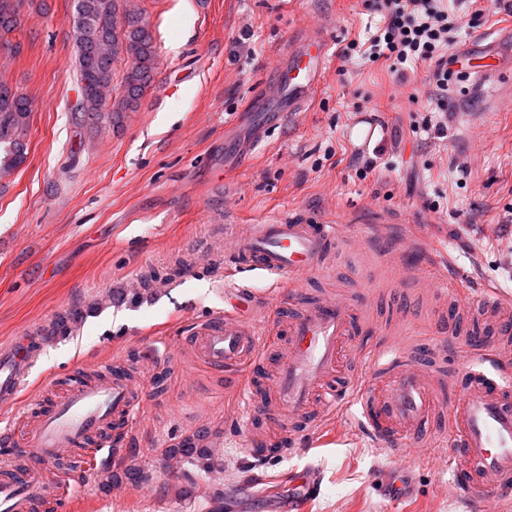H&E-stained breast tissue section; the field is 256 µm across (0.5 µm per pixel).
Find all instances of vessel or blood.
Segmentation results:
<instances>
[{
    "instance_id": "obj_1",
    "label": "vessel or blood",
    "mask_w": 512,
    "mask_h": 512,
    "mask_svg": "<svg viewBox=\"0 0 512 512\" xmlns=\"http://www.w3.org/2000/svg\"><path fill=\"white\" fill-rule=\"evenodd\" d=\"M328 45L313 28L303 30L278 65L277 92L286 112H296L319 87ZM345 233L338 224L278 220L253 224L235 240L244 263L268 274L287 276L290 311L275 335L263 334L238 315L250 298L231 299L230 311L200 322L194 348L203 363L224 369L239 397L238 410L263 409L293 436L317 435L334 418L359 414L360 425L380 446L404 453L411 447L444 451L452 472L449 498L471 512H512V299L498 289L472 296L464 288L450 292L448 311L465 319L478 313L494 325L497 341L482 345L457 335L459 368L441 366L438 340L394 343V356L365 368L371 348L362 341L364 312L350 300L321 295L308 305L297 301L298 284L318 272ZM285 337L286 349L265 379L264 357ZM40 355L33 329L0 345V402L17 404ZM491 363L501 379L473 369L475 360ZM143 395L120 373L86 383L54 401L37 415L18 414L0 431V456L23 455L43 466L71 450V466L46 479L30 471L0 469V512H48L55 502L73 498L72 488L99 449L120 444Z\"/></svg>"
}]
</instances>
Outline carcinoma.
Instances as JSON below:
<instances>
[{"instance_id": "obj_1", "label": "carcinoma", "mask_w": 512, "mask_h": 512, "mask_svg": "<svg viewBox=\"0 0 512 512\" xmlns=\"http://www.w3.org/2000/svg\"><path fill=\"white\" fill-rule=\"evenodd\" d=\"M24 0H0V35L19 25ZM83 20H69L75 46L78 81H87L77 103V111L96 127H119L125 114L134 110L151 85L156 66V44L149 24L130 6L119 0H82ZM116 58L123 54L131 60L124 80V94L108 100L112 81V62L104 52ZM31 120L29 99L0 84V171H12L26 161ZM205 435L183 440L166 454L178 456L190 465L214 468L213 451L203 444Z\"/></svg>"}]
</instances>
